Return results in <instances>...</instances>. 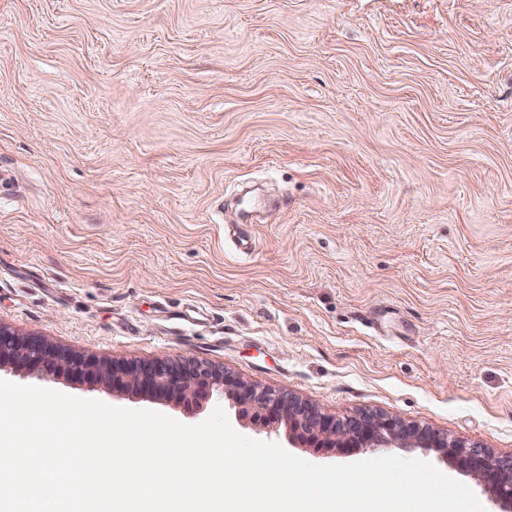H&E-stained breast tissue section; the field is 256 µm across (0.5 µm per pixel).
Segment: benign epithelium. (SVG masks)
<instances>
[{
    "label": "benign epithelium",
    "instance_id": "benign-epithelium-1",
    "mask_svg": "<svg viewBox=\"0 0 512 512\" xmlns=\"http://www.w3.org/2000/svg\"><path fill=\"white\" fill-rule=\"evenodd\" d=\"M41 376L66 374L74 379L174 400L198 412L219 390L234 401L237 416L253 424L283 423L288 441L326 448H430L472 477L489 493L499 512H512V454L450 440L398 417L374 413L337 418L290 392L258 390L224 367L194 359L116 362L60 349L47 341L21 336L0 324V368Z\"/></svg>",
    "mask_w": 512,
    "mask_h": 512
}]
</instances>
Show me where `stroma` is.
Masks as SVG:
<instances>
[{
	"mask_svg": "<svg viewBox=\"0 0 512 512\" xmlns=\"http://www.w3.org/2000/svg\"><path fill=\"white\" fill-rule=\"evenodd\" d=\"M0 324L511 454L512 0H0Z\"/></svg>",
	"mask_w": 512,
	"mask_h": 512,
	"instance_id": "35a3bbf8",
	"label": "stroma"
}]
</instances>
